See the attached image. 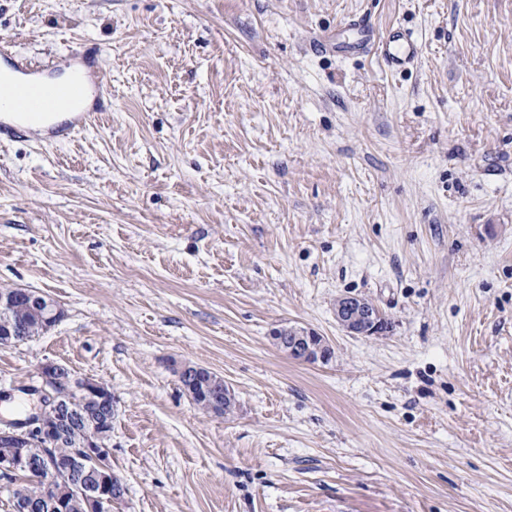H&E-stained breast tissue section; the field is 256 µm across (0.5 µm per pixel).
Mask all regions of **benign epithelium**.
<instances>
[{"mask_svg": "<svg viewBox=\"0 0 512 512\" xmlns=\"http://www.w3.org/2000/svg\"><path fill=\"white\" fill-rule=\"evenodd\" d=\"M18 302L37 304L45 322L57 323L63 315L58 304L47 296L26 288H1L0 313H6ZM336 322L351 336H378L385 331L386 319L371 301L357 296H342L336 300ZM23 327L17 322L0 323V343H17ZM276 343L288 357L304 362H326L331 355L327 340L312 329L295 326L273 332ZM41 407L32 416L14 424L0 426V478L15 477L29 472L45 482L46 499L51 507L60 504L56 497L57 484H68L72 496L106 512L112 505V489L118 480L112 474V432L102 433L88 427L78 439L65 431L74 419L73 395L90 388L101 389L105 398L112 399V390L88 376L68 374L62 365L46 362L38 367ZM67 442L70 455L62 459L57 449Z\"/></svg>", "mask_w": 512, "mask_h": 512, "instance_id": "7a95c632", "label": "benign epithelium"}]
</instances>
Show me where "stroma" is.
I'll list each match as a JSON object with an SVG mask.
<instances>
[{
    "instance_id": "stroma-1",
    "label": "stroma",
    "mask_w": 512,
    "mask_h": 512,
    "mask_svg": "<svg viewBox=\"0 0 512 512\" xmlns=\"http://www.w3.org/2000/svg\"><path fill=\"white\" fill-rule=\"evenodd\" d=\"M361 15L417 66L311 50ZM1 43L44 76L97 47L112 98L0 143V288L64 311L0 390L111 386L112 512H512V0H0ZM342 295L389 330L348 335ZM276 343L288 357L304 363H325L331 355V347L324 336L312 329L294 326L288 336V329L273 332ZM198 381L199 379L194 382L197 389L200 388ZM210 383L214 387L215 394L213 396L208 391L203 392L205 389H207L206 383L204 382H202V387L200 388L201 392H196L193 396H191L198 409L206 414L214 415H226L233 412L235 403H233L231 407L226 406L224 408V388L225 390L227 389L224 387V379L220 376L213 375L210 379Z\"/></svg>"
}]
</instances>
